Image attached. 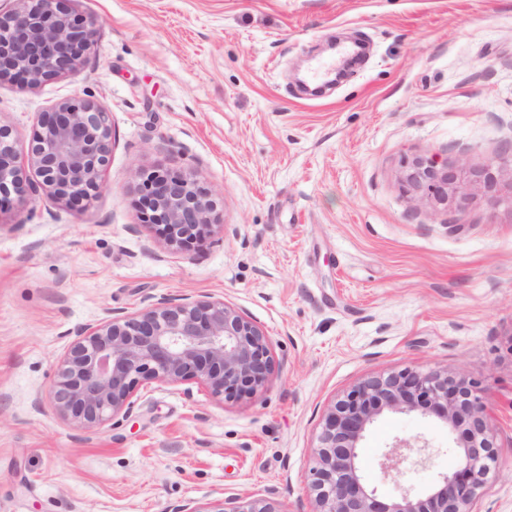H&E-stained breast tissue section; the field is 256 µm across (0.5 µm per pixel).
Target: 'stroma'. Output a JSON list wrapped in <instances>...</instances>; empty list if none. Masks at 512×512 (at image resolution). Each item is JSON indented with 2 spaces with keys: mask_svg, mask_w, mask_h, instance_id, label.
I'll return each instance as SVG.
<instances>
[{
  "mask_svg": "<svg viewBox=\"0 0 512 512\" xmlns=\"http://www.w3.org/2000/svg\"><path fill=\"white\" fill-rule=\"evenodd\" d=\"M88 61L34 88L0 82L19 163L40 113L105 106L112 155L95 199L40 193L0 211V512H171L277 490L310 512L309 467L329 405L410 368L478 382L500 448L476 508L512 512V208L473 192L454 215L404 181L413 159L472 167L512 142V0H75ZM357 40L363 60L313 95L304 66ZM192 175L224 230L190 247L140 227V175ZM149 294L210 295L256 322L269 386L221 403L194 383L139 388L93 431L50 391L76 330ZM425 442L426 465L384 477L380 455ZM380 498L455 467L443 420L386 412L360 443Z\"/></svg>",
  "mask_w": 512,
  "mask_h": 512,
  "instance_id": "35a3bbf8",
  "label": "stroma"
}]
</instances>
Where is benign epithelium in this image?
<instances>
[{
  "instance_id": "7a95c632",
  "label": "benign epithelium",
  "mask_w": 512,
  "mask_h": 512,
  "mask_svg": "<svg viewBox=\"0 0 512 512\" xmlns=\"http://www.w3.org/2000/svg\"><path fill=\"white\" fill-rule=\"evenodd\" d=\"M0 12V81L25 88L66 75L84 64L94 45L93 22L76 14L69 0H17ZM28 144V163L39 181L17 164L13 130L0 124V211L13 196L33 197L43 189L60 203L77 205L94 198L112 153L108 112L89 98L72 97L41 114ZM512 164V143L482 169L435 157L413 161L406 182L447 208L476 189L494 205H512V194L498 188L501 166ZM141 222L162 228L169 245L213 229H224V207L212 191L181 171L141 174ZM133 314L114 311L102 322L77 330L60 359L51 390L58 415L92 430L134 405L138 387L192 382L213 399L236 402L266 388L275 360L268 336L246 315L208 295H148ZM487 402L478 384L446 371L404 369L364 380L331 405L319 444L312 451V512H475L474 506L499 450L487 421ZM434 414L459 434L456 468L440 476L423 494L405 493L387 502L369 489L358 465L359 443L383 412ZM427 460V446L398 440L378 461L390 476L405 463ZM217 503L209 511L186 503L172 512H281L272 496Z\"/></svg>"
}]
</instances>
